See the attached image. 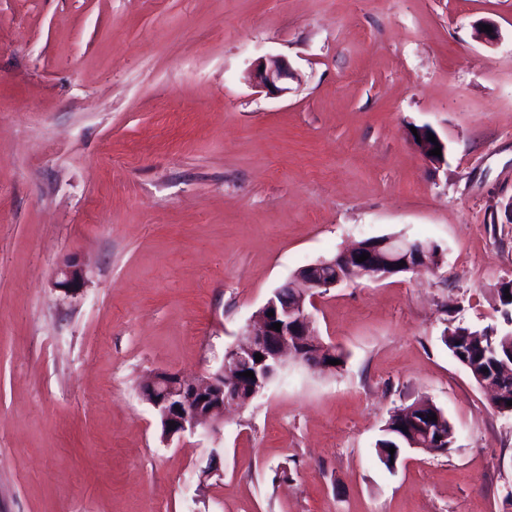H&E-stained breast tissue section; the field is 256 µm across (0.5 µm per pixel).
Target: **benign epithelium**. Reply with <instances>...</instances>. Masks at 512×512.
I'll return each mask as SVG.
<instances>
[{
    "label": "benign epithelium",
    "instance_id": "7a95c632",
    "mask_svg": "<svg viewBox=\"0 0 512 512\" xmlns=\"http://www.w3.org/2000/svg\"><path fill=\"white\" fill-rule=\"evenodd\" d=\"M255 86L269 91L281 92L280 83L292 77L286 61L271 57L257 61L250 72ZM433 129L428 126L417 127V133L407 135L420 156L431 164H441L444 158L429 155L435 146L446 152L443 141L434 144L428 141ZM369 258L358 263L361 254ZM441 248L430 241L409 240L402 237H372L357 247L340 252L335 258L321 260L302 267L297 272L290 287L295 289V299H278L273 293L256 313L255 325L248 329L244 337L230 348L225 355V368L221 372L199 378H185L177 373L158 369L143 379L139 386L142 398L153 408L159 419L162 438L170 441L185 434H193L200 427L217 429L224 423V414L232 408L246 406L264 390L272 378L278 376L286 365V359L292 358L312 369L334 371L336 366L326 363L324 354H335L336 346L319 340L314 335L310 314L305 305L306 297H314L329 291L342 283V277H321L316 270L329 266L340 267L365 275L385 278L399 273L435 268L433 262L441 261ZM406 265H400V261ZM61 280L57 287L66 292L82 288L83 270L76 263H69L60 271ZM281 324V331L272 328ZM263 359L255 360V354ZM254 373L255 384L250 387L248 396L241 397L232 391L233 384L241 379V373ZM479 386L491 389V407L497 412H512L502 399L503 391L488 384L483 376H477ZM421 407L417 402L412 407L399 412L400 419L385 424L384 430L392 432L405 441V447L420 449L428 453H443L448 450L447 434L454 433L453 426L446 425L442 413L435 412L436 419L425 422L413 416L414 410ZM174 425H169V422Z\"/></svg>",
    "mask_w": 512,
    "mask_h": 512
}]
</instances>
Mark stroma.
<instances>
[{
  "instance_id": "1",
  "label": "stroma",
  "mask_w": 512,
  "mask_h": 512,
  "mask_svg": "<svg viewBox=\"0 0 512 512\" xmlns=\"http://www.w3.org/2000/svg\"><path fill=\"white\" fill-rule=\"evenodd\" d=\"M511 200L512 0H0V512H512V416L443 342L512 328ZM379 236L443 259L309 304L343 366L163 441L143 377L220 372L300 267ZM421 399L455 440L388 469ZM264 66V70L260 71V67ZM255 86L265 88L268 91L284 92L288 88H281L279 84L292 77V72L286 61L279 57H271L257 61L250 72ZM417 129V135H414L410 129L407 131V135L414 145L417 152L420 154V156L427 162L431 164H441L444 161L445 158V152H446V146L443 143V141L439 138V136L436 134V132L430 127V126H419L416 127ZM429 133H432L436 140L438 141V144L432 143L431 141H428ZM417 136H420L421 143L417 142ZM436 145H439L441 147V153L442 157L439 156H429V151L433 150Z\"/></svg>"
}]
</instances>
